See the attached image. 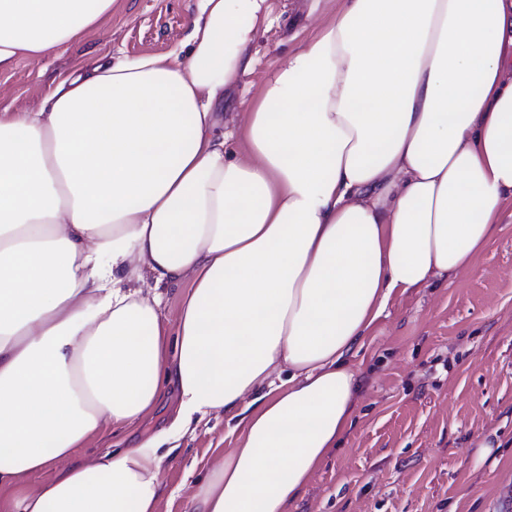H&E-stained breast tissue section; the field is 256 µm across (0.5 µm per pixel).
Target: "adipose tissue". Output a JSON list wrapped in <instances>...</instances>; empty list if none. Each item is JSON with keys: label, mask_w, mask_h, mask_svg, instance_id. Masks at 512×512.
<instances>
[{"label": "adipose tissue", "mask_w": 512, "mask_h": 512, "mask_svg": "<svg viewBox=\"0 0 512 512\" xmlns=\"http://www.w3.org/2000/svg\"><path fill=\"white\" fill-rule=\"evenodd\" d=\"M114 2L0 0V75ZM265 2L198 0L183 55L0 110V512H159L162 446L214 412L236 444L183 512H287L352 423L369 329L512 210V0H345L228 134ZM169 387L165 428L77 457ZM185 286H168L161 288L160 291L163 293V312L164 315L171 321V324H176L178 312L180 309V303L182 295L185 292Z\"/></svg>", "instance_id": "ef3b65f1"}]
</instances>
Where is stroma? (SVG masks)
<instances>
[{"instance_id": "obj_1", "label": "stroma", "mask_w": 512, "mask_h": 512, "mask_svg": "<svg viewBox=\"0 0 512 512\" xmlns=\"http://www.w3.org/2000/svg\"><path fill=\"white\" fill-rule=\"evenodd\" d=\"M267 5L254 68L225 111L250 110L270 63H287L342 0ZM193 14L194 0H117L80 41L0 75V109H38L55 81L99 59L180 53ZM350 362L359 380L354 424L288 512H512L511 219L473 269L394 299ZM174 408L165 394L152 415L77 454L134 444L165 427ZM224 428L220 413L193 419L160 474V512H182L208 461L234 447Z\"/></svg>"}]
</instances>
